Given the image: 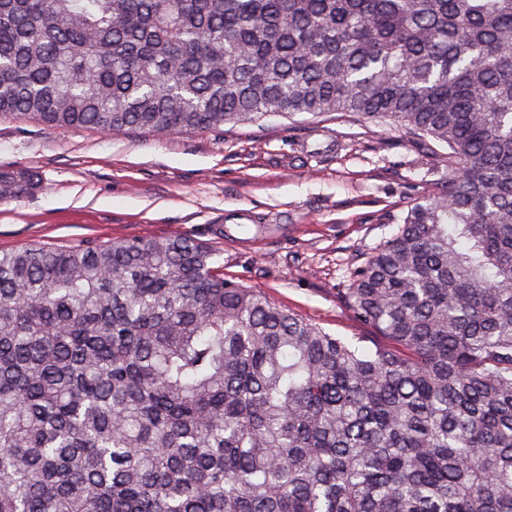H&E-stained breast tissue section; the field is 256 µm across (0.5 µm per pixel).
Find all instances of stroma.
I'll return each mask as SVG.
<instances>
[{
  "label": "stroma",
  "mask_w": 512,
  "mask_h": 512,
  "mask_svg": "<svg viewBox=\"0 0 512 512\" xmlns=\"http://www.w3.org/2000/svg\"><path fill=\"white\" fill-rule=\"evenodd\" d=\"M37 185L0 199V250L185 235L227 279L355 340L341 291L440 193L443 168L389 123L349 112L270 115L220 131L154 136L0 119V171Z\"/></svg>",
  "instance_id": "1"
}]
</instances>
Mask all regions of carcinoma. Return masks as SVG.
Here are the masks:
<instances>
[{
	"label": "carcinoma",
	"instance_id": "cac0c4a2",
	"mask_svg": "<svg viewBox=\"0 0 512 512\" xmlns=\"http://www.w3.org/2000/svg\"><path fill=\"white\" fill-rule=\"evenodd\" d=\"M328 112L447 149L342 289L379 340L188 237L0 252V512H512V0H0V117Z\"/></svg>",
	"mask_w": 512,
	"mask_h": 512
}]
</instances>
